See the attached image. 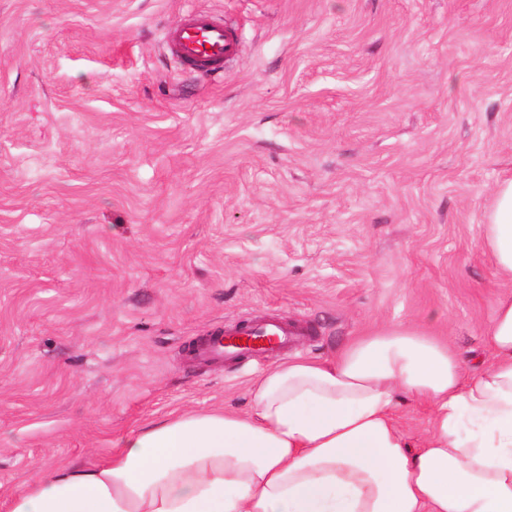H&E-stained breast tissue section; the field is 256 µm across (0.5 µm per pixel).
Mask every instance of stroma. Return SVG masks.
Listing matches in <instances>:
<instances>
[{
    "mask_svg": "<svg viewBox=\"0 0 512 512\" xmlns=\"http://www.w3.org/2000/svg\"><path fill=\"white\" fill-rule=\"evenodd\" d=\"M191 12L223 76L169 53ZM506 178L512 0H0V500L382 326L484 355ZM266 319L308 334L195 358ZM164 40L171 54L193 72L221 74L224 60L237 52L235 32L220 21L198 14H187Z\"/></svg>",
    "mask_w": 512,
    "mask_h": 512,
    "instance_id": "stroma-1",
    "label": "stroma"
}]
</instances>
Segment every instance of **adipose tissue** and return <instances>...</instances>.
Instances as JSON below:
<instances>
[{"label":"adipose tissue","mask_w":512,"mask_h":512,"mask_svg":"<svg viewBox=\"0 0 512 512\" xmlns=\"http://www.w3.org/2000/svg\"><path fill=\"white\" fill-rule=\"evenodd\" d=\"M482 247L512 281V179L493 192ZM465 359L387 326L326 360L276 364L248 414L171 415L83 466L21 482L7 512H512V292ZM406 395L431 409L410 448Z\"/></svg>","instance_id":"adipose-tissue-1"}]
</instances>
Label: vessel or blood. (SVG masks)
<instances>
[{"instance_id": "vessel-or-blood-1", "label": "vessel or blood", "mask_w": 512, "mask_h": 512, "mask_svg": "<svg viewBox=\"0 0 512 512\" xmlns=\"http://www.w3.org/2000/svg\"><path fill=\"white\" fill-rule=\"evenodd\" d=\"M165 43L190 71L208 74L223 73L225 59L237 52L235 32L220 21L198 14L186 15L177 27L166 33ZM295 335V330L275 324L251 325L243 332L227 329L206 338L198 356L233 361L256 354L261 345L286 346Z\"/></svg>"}]
</instances>
